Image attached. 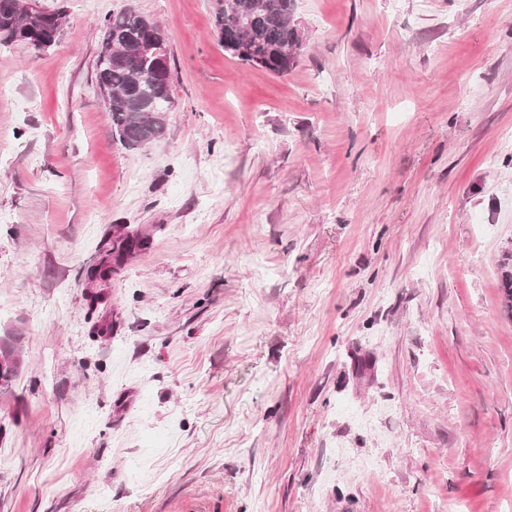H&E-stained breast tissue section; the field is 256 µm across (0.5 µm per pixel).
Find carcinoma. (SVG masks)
<instances>
[{
    "mask_svg": "<svg viewBox=\"0 0 512 512\" xmlns=\"http://www.w3.org/2000/svg\"><path fill=\"white\" fill-rule=\"evenodd\" d=\"M295 0H224L214 13L224 51L242 64L273 75L287 73L296 62L302 35L295 21ZM63 12L41 15L22 0H0V42L24 43L42 50L56 42ZM96 59V80L112 89L106 103L112 129L129 148L144 147L165 132L164 113L171 103V78L154 74L153 61L134 49L143 40L166 38L155 22L133 9L105 17ZM16 364L0 366V390L9 389L22 365L19 337L10 336Z\"/></svg>",
    "mask_w": 512,
    "mask_h": 512,
    "instance_id": "obj_1",
    "label": "carcinoma"
}]
</instances>
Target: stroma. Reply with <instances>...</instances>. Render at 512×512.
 Wrapping results in <instances>:
<instances>
[{"label":"stroma","instance_id":"stroma-1","mask_svg":"<svg viewBox=\"0 0 512 512\" xmlns=\"http://www.w3.org/2000/svg\"><path fill=\"white\" fill-rule=\"evenodd\" d=\"M36 3L56 44L0 45V512H512V0H296L281 76L216 0ZM127 8L172 73L137 149L96 84Z\"/></svg>","mask_w":512,"mask_h":512}]
</instances>
